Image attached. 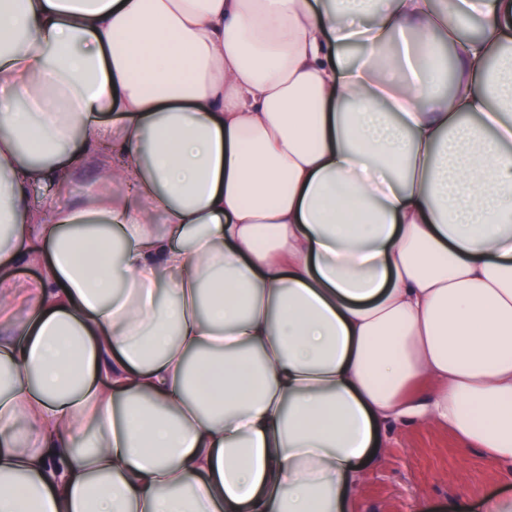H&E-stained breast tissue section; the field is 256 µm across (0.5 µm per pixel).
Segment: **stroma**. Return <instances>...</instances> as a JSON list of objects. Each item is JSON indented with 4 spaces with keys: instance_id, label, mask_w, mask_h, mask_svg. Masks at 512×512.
<instances>
[{
    "instance_id": "stroma-1",
    "label": "stroma",
    "mask_w": 512,
    "mask_h": 512,
    "mask_svg": "<svg viewBox=\"0 0 512 512\" xmlns=\"http://www.w3.org/2000/svg\"><path fill=\"white\" fill-rule=\"evenodd\" d=\"M384 450L370 469L354 512H414L424 503L442 512L448 502L473 490L512 496V482L480 450L462 451L445 427L394 425L380 434Z\"/></svg>"
}]
</instances>
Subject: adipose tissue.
<instances>
[{
  "label": "adipose tissue",
  "instance_id": "adipose-tissue-1",
  "mask_svg": "<svg viewBox=\"0 0 512 512\" xmlns=\"http://www.w3.org/2000/svg\"><path fill=\"white\" fill-rule=\"evenodd\" d=\"M26 262L0 512H350L398 423L511 475L512 0H0Z\"/></svg>",
  "mask_w": 512,
  "mask_h": 512
}]
</instances>
